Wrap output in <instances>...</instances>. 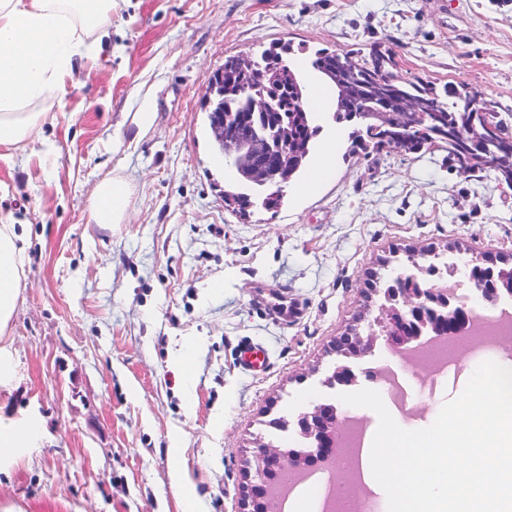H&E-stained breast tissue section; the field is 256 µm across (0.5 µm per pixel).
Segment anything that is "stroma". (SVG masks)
Returning a JSON list of instances; mask_svg holds the SVG:
<instances>
[{"mask_svg": "<svg viewBox=\"0 0 512 512\" xmlns=\"http://www.w3.org/2000/svg\"><path fill=\"white\" fill-rule=\"evenodd\" d=\"M275 43L292 45L311 90L325 85L313 50L392 48L405 77L478 90L512 126V0H120L62 100L34 104L49 118L29 146H0V215L30 229L8 336L17 376L0 415L46 420L39 447L0 479V512H180L173 433L203 512H252L254 453L280 437L270 420L330 403L374 430L375 412L337 399L368 388L396 422L420 428L480 363L512 366V342L476 338L436 378L380 340L357 358L335 349L367 331L369 284L410 253L512 267V188L493 172L461 175L438 146L350 155L349 129L329 108L315 115V146L336 142L330 181L301 196L289 181L274 213L243 219L225 206L208 80L226 56ZM145 109L147 129L136 123ZM115 176L130 186L125 220L92 223L96 189ZM282 295L299 318L270 314ZM190 339L188 408L169 358ZM250 344L268 354L264 373L238 365ZM341 364L354 382L328 385ZM388 373L401 399L386 393Z\"/></svg>", "mask_w": 512, "mask_h": 512, "instance_id": "obj_1", "label": "stroma"}]
</instances>
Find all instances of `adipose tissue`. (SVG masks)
<instances>
[{
	"instance_id": "obj_1",
	"label": "adipose tissue",
	"mask_w": 512,
	"mask_h": 512,
	"mask_svg": "<svg viewBox=\"0 0 512 512\" xmlns=\"http://www.w3.org/2000/svg\"><path fill=\"white\" fill-rule=\"evenodd\" d=\"M114 0H0V144L25 146L41 120L33 103L62 98L65 80L77 59L92 50L90 34H106ZM130 190L120 178L101 182L92 217L98 224L122 223ZM25 225L0 224V334L17 310L25 286ZM43 421L31 413L20 419L0 418V474L18 462L25 449L43 439ZM171 484L181 512H200L192 483L180 464L178 435L168 440Z\"/></svg>"
}]
</instances>
